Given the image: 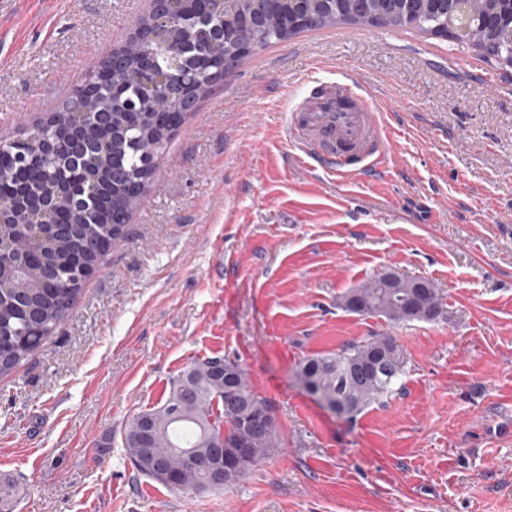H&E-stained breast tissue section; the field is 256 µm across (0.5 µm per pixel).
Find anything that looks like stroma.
Instances as JSON below:
<instances>
[{"label": "stroma", "instance_id": "stroma-1", "mask_svg": "<svg viewBox=\"0 0 512 512\" xmlns=\"http://www.w3.org/2000/svg\"><path fill=\"white\" fill-rule=\"evenodd\" d=\"M150 0H0V138L59 109ZM346 72L399 112L394 167L344 184L290 147L286 91ZM157 185L46 344L0 376L13 512H512V67L468 44L341 25L243 59L162 149ZM385 271L445 315L394 324L342 296ZM373 336L406 366L348 420L300 363ZM203 358L238 361L281 445L237 485L139 474L131 416Z\"/></svg>", "mask_w": 512, "mask_h": 512}]
</instances>
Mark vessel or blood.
<instances>
[{"label":"vessel or blood","mask_w":512,"mask_h":512,"mask_svg":"<svg viewBox=\"0 0 512 512\" xmlns=\"http://www.w3.org/2000/svg\"><path fill=\"white\" fill-rule=\"evenodd\" d=\"M389 121L353 76L312 77L289 96L288 141L314 172L349 180L386 174Z\"/></svg>","instance_id":"obj_1"}]
</instances>
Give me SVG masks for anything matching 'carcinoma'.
Returning <instances> with one entry per match:
<instances>
[{
	"label": "carcinoma",
	"instance_id": "1",
	"mask_svg": "<svg viewBox=\"0 0 512 512\" xmlns=\"http://www.w3.org/2000/svg\"><path fill=\"white\" fill-rule=\"evenodd\" d=\"M241 13L260 24L245 43L248 32L237 38L213 37V43L194 46V29L178 33L188 46L186 73L199 97L208 95L217 75L235 66L257 49L283 42L305 31L339 24L415 29L451 39L464 40L486 54L512 63L509 44L482 28L461 34L447 30V16L427 4L411 0L393 6L386 0H366L355 13L350 0H323L309 5L297 20H288L278 0H240ZM167 85L162 108L157 109L146 90L134 78L145 56ZM122 64L104 63L89 76L76 93L80 106L97 112L100 125L83 128L89 151L81 155L65 145L45 156L28 146L27 155L16 148L0 149V203H14L26 190L49 196L54 222L64 226L55 236L41 241L25 236V259L13 267L9 287L0 288V374H6L31 356L71 313L83 286L98 268L112 243L123 237L132 212L140 204L156 173L157 154L145 153L153 144L164 146L185 120V89L174 74L164 49L130 39L123 44ZM92 194L83 199L82 211L73 210L66 198L50 195V181L72 184L87 180L90 171ZM412 276L387 271L353 288L341 298L342 306L356 314L384 317L395 323L435 321L444 316L441 298L428 280L426 295L416 294ZM362 308L354 309V302ZM214 358L195 360L170 381L166 399L134 415L125 425L123 447L134 468L146 477L143 448L177 474L178 489L206 491L208 473L188 466L183 448L206 452L212 436L224 434V448L235 449L236 441L250 442L245 456L237 460L235 473L224 478L218 489L240 482L253 468L270 457L279 446V430L270 402L250 386L246 369L236 360H224V375L212 370ZM401 347L391 336L351 343L336 353L308 357L298 375L320 394L336 413L353 419L367 408L383 403L404 373ZM18 495L9 481L0 482V508L7 510Z\"/></svg>",
	"mask_w": 512,
	"mask_h": 512
}]
</instances>
